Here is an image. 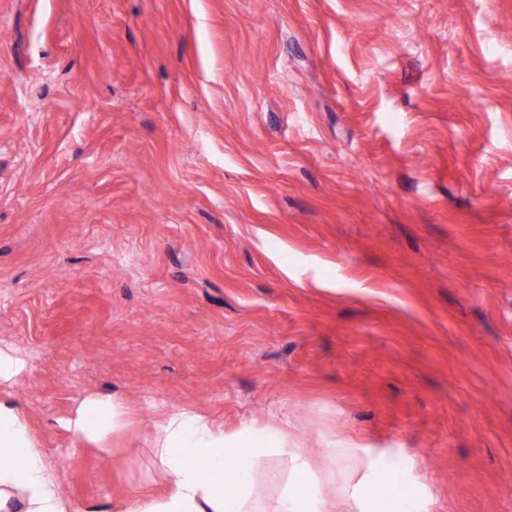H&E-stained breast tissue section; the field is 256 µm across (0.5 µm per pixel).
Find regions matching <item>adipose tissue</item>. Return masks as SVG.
Instances as JSON below:
<instances>
[{
  "mask_svg": "<svg viewBox=\"0 0 512 512\" xmlns=\"http://www.w3.org/2000/svg\"><path fill=\"white\" fill-rule=\"evenodd\" d=\"M129 409L108 395L81 402L65 426L81 441L100 442L123 428ZM152 446L169 482L159 499L137 497L121 512H316L318 500L337 497L348 512H401L399 494L389 493L392 471L384 459L362 455L356 448H326L319 477L298 489L296 477L307 475L305 449L288 444V429H254L225 436L221 425L187 409L164 415ZM0 512H98L76 507L61 492V475L52 466L27 420L17 407L0 398ZM275 455L289 461L293 478L285 482L273 504L256 493L258 484L273 483L263 472L262 458Z\"/></svg>",
  "mask_w": 512,
  "mask_h": 512,
  "instance_id": "obj_1",
  "label": "adipose tissue"
}]
</instances>
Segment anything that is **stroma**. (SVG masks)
Returning a JSON list of instances; mask_svg holds the SVG:
<instances>
[{
  "instance_id": "obj_1",
  "label": "stroma",
  "mask_w": 512,
  "mask_h": 512,
  "mask_svg": "<svg viewBox=\"0 0 512 512\" xmlns=\"http://www.w3.org/2000/svg\"><path fill=\"white\" fill-rule=\"evenodd\" d=\"M0 346L100 512L184 408L512 512V0H0ZM128 415L127 405L114 396L90 397L81 402L65 426L80 441L101 442L109 432L123 428Z\"/></svg>"
}]
</instances>
